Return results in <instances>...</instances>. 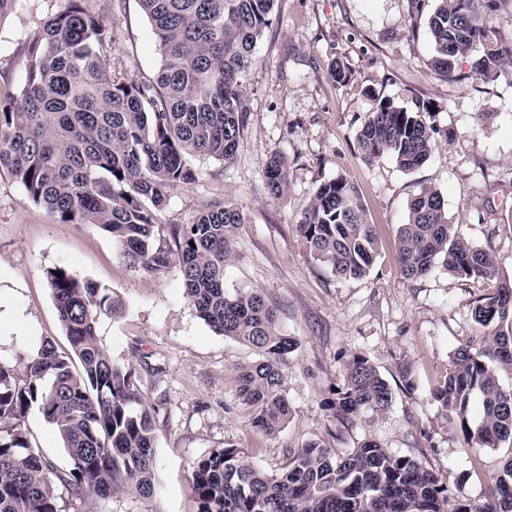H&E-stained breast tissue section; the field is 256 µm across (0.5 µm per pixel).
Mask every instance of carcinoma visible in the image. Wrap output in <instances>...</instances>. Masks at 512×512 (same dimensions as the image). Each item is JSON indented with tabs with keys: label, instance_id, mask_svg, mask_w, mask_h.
<instances>
[{
	"label": "carcinoma",
	"instance_id": "1",
	"mask_svg": "<svg viewBox=\"0 0 512 512\" xmlns=\"http://www.w3.org/2000/svg\"><path fill=\"white\" fill-rule=\"evenodd\" d=\"M87 0L48 18L28 40L19 95L0 99V168L23 185L34 204L63 224H97L121 256L147 276L172 262L184 293L213 331L258 349L263 360L240 368L238 395L252 407L251 425L271 434L291 409L281 366L297 341L259 291L224 290V269L242 223L235 208L213 203L173 231L176 250L157 243V213L171 190L195 180L192 156L233 158L243 143L247 110L241 75L270 25L276 0H140L163 63L156 83L116 82L100 48L110 38ZM493 0H437L428 20L431 65L456 77V62L480 52L476 70L502 65L489 35ZM428 102L408 108L381 98L362 123L357 144L371 162L392 158L404 172L423 165L436 147ZM274 195L288 190V162L265 171ZM311 257L343 279L370 271L378 251L374 225L356 187L343 177L321 183L298 224ZM396 250L403 275L418 279L441 265L460 279L498 281L473 302L484 346L467 344L432 393L457 421L472 455L512 444V283L500 281L499 260L448 223L443 195L425 187L399 225ZM61 276H56V273ZM71 354L45 339L16 369L0 363V512H62L56 487L74 497L106 498L131 490L154 495L155 421L133 379L100 343V314H120L123 301L64 267L46 271ZM393 391L369 360L354 355L345 382L327 407L338 420L390 408ZM36 406L68 456L65 469L35 452L24 418ZM197 512H448L445 482L411 455H394L367 440L347 453L312 442L278 474H269L234 446L193 464ZM453 512H512V452L494 476L492 501L459 502Z\"/></svg>",
	"mask_w": 512,
	"mask_h": 512
}]
</instances>
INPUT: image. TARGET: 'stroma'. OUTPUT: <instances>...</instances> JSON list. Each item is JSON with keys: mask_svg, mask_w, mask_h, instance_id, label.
Here are the masks:
<instances>
[{"mask_svg": "<svg viewBox=\"0 0 512 512\" xmlns=\"http://www.w3.org/2000/svg\"><path fill=\"white\" fill-rule=\"evenodd\" d=\"M69 0H16L0 17V97L18 94L26 44ZM436 0H277L272 24L242 75L248 110L242 146L229 160L191 157L194 183L173 189L155 236L171 242L174 226L192 223L205 205L226 203L243 222L224 273V288L261 291L282 330L298 346L283 367L288 422L267 435L250 425L251 409L236 394V370L256 349L217 334L187 300L181 271L135 272L119 245L96 224H61L35 205L23 186L0 172V362L19 366L44 338L69 349L47 269L65 266L116 293L121 316L101 315L97 335L113 361L131 369L156 433V493L102 500L63 497L64 512H197L192 466L211 451L243 449L266 471L281 472L298 449L319 442L338 452L374 440L419 459L446 482L450 503L485 500L506 448L484 449L480 464L462 449L431 397L454 352L478 328L472 302L491 285L443 268L405 278L395 248L400 224L420 189L445 199L448 221L473 244L492 249L512 281V63L479 75L471 57L458 60L459 80L431 65L427 20ZM112 32L102 48L113 78L154 79L162 62L140 0H90ZM341 63L350 75L334 82ZM400 106L431 103L438 144L419 169L401 171L389 157L365 162L356 133L376 97ZM288 160L287 193L266 185L272 157ZM343 176L358 188L375 224L379 254L368 276L337 278L307 252L297 222L315 188ZM361 355L394 391L383 415L341 425L323 407L345 380V364ZM31 446L55 468L68 457L38 408L25 417Z\"/></svg>", "mask_w": 512, "mask_h": 512, "instance_id": "1", "label": "stroma"}]
</instances>
